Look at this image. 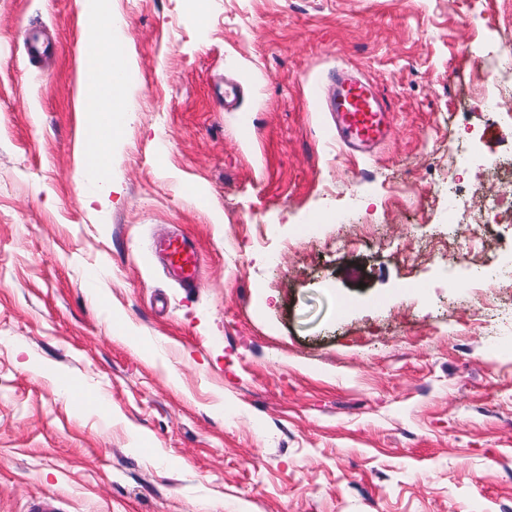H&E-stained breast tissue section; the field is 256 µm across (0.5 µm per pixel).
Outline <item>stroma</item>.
<instances>
[{"instance_id": "stroma-1", "label": "stroma", "mask_w": 512, "mask_h": 512, "mask_svg": "<svg viewBox=\"0 0 512 512\" xmlns=\"http://www.w3.org/2000/svg\"><path fill=\"white\" fill-rule=\"evenodd\" d=\"M108 9L133 117L90 204L96 30L80 0H0V512H512V223L450 225L434 191L512 178L468 55L512 0ZM339 66L391 103L365 158L311 95ZM177 231L192 293L152 252Z\"/></svg>"}]
</instances>
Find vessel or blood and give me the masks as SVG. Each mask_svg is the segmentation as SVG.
<instances>
[{"mask_svg": "<svg viewBox=\"0 0 512 512\" xmlns=\"http://www.w3.org/2000/svg\"><path fill=\"white\" fill-rule=\"evenodd\" d=\"M334 88L328 98L336 136L349 151L366 154L391 134L390 107L366 80L346 67L333 74ZM155 252L168 264L179 283L186 288L197 287V249L192 241L175 235L159 241Z\"/></svg>", "mask_w": 512, "mask_h": 512, "instance_id": "obj_1", "label": "vessel or blood"}]
</instances>
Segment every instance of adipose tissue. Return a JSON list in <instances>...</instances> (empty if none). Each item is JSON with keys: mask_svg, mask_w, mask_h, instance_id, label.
Returning <instances> with one entry per match:
<instances>
[{"mask_svg": "<svg viewBox=\"0 0 512 512\" xmlns=\"http://www.w3.org/2000/svg\"><path fill=\"white\" fill-rule=\"evenodd\" d=\"M82 13L88 23L99 28L98 38L85 45L84 79L88 90L82 99L86 114L100 117L98 130L85 144L89 160L87 168L95 176L89 198L93 201L108 200L117 190L112 177V143L118 139L130 117L125 108L126 93L112 86V70L102 68L106 58L120 55L119 41L123 37L122 25L106 21L103 0H81Z\"/></svg>", "mask_w": 512, "mask_h": 512, "instance_id": "ef3b65f1", "label": "adipose tissue"}]
</instances>
